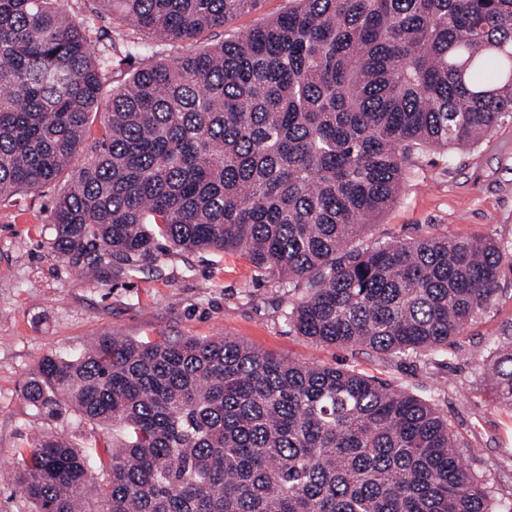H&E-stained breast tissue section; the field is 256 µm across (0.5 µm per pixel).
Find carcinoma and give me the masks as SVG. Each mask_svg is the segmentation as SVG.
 Listing matches in <instances>:
<instances>
[{
    "mask_svg": "<svg viewBox=\"0 0 512 512\" xmlns=\"http://www.w3.org/2000/svg\"><path fill=\"white\" fill-rule=\"evenodd\" d=\"M94 2L146 35L117 33L106 67L63 0H0V196L56 180L107 116L52 212L59 256L138 270L169 248L242 251L276 291L305 289L286 313L300 335L396 356L445 350L491 303L490 238L353 241L415 150L512 115V0H288L202 48L257 0ZM171 42L185 52L137 64ZM490 380L512 414V324ZM24 398L112 428L92 454L44 434L22 450L36 512H83L96 469L102 512H493L431 403L238 339L105 334L43 357ZM288 7V0H259L255 10L244 14L224 28L209 29L201 32L198 42L214 44L224 39V30L243 32L252 28L263 19L273 17Z\"/></svg>",
    "mask_w": 512,
    "mask_h": 512,
    "instance_id": "obj_1",
    "label": "carcinoma"
}]
</instances>
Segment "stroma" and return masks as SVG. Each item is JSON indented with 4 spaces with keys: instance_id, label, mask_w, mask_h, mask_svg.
I'll return each mask as SVG.
<instances>
[{
    "instance_id": "stroma-1",
    "label": "stroma",
    "mask_w": 512,
    "mask_h": 512,
    "mask_svg": "<svg viewBox=\"0 0 512 512\" xmlns=\"http://www.w3.org/2000/svg\"><path fill=\"white\" fill-rule=\"evenodd\" d=\"M91 42L108 61V36L117 16L96 12L91 0H64ZM288 0H259L230 23L243 32L284 11ZM225 29V30H228ZM223 29L199 34L204 44ZM91 156L83 145L50 184L0 198V512H34L13 479L22 448L38 434L60 435L76 447L112 436L111 429L81 421L70 408L52 417L30 407L23 387L48 354L74 355L103 334L137 340L224 336L284 359L350 368L429 401L447 419L461 456L488 491L497 512L512 506V415L495 401L488 380L489 350L503 324L512 322V269L503 268L495 295L433 358L396 357L365 348H342L299 335L277 311L272 285L238 252H170L161 267L86 277L81 266L53 250L52 210ZM484 236L512 244V118L503 117L476 145L438 156L413 155L402 197L381 213L356 245L431 235Z\"/></svg>"
}]
</instances>
